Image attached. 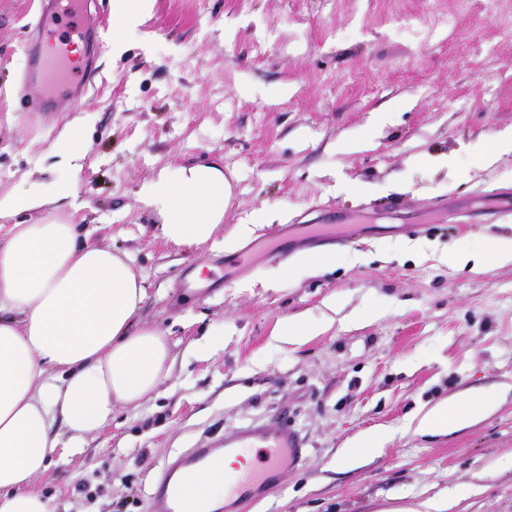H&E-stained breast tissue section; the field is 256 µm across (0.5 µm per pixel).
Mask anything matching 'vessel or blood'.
Listing matches in <instances>:
<instances>
[{"mask_svg":"<svg viewBox=\"0 0 512 512\" xmlns=\"http://www.w3.org/2000/svg\"><path fill=\"white\" fill-rule=\"evenodd\" d=\"M38 37H27V67L18 99L23 111L75 110L90 81L86 66L72 50L87 38H101V21L87 12L84 0H48L39 22ZM351 230L342 224H322L306 235L309 245L346 243ZM302 440L282 423L259 425L225 439L223 449L196 448L181 462L163 470L149 500L148 512H204L203 488L215 475L224 477V498L244 505L255 502L260 490L277 485L301 457ZM254 456L252 465L228 472L230 457Z\"/></svg>","mask_w":512,"mask_h":512,"instance_id":"b4317fda","label":"vessel or blood"}]
</instances>
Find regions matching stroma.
<instances>
[{"instance_id": "stroma-1", "label": "stroma", "mask_w": 512, "mask_h": 512, "mask_svg": "<svg viewBox=\"0 0 512 512\" xmlns=\"http://www.w3.org/2000/svg\"><path fill=\"white\" fill-rule=\"evenodd\" d=\"M42 2L0 0V196L75 182L76 223L142 276L139 321L172 359L156 394L116 406L107 431L37 478L56 512H148L164 468L277 418L302 459L243 512H393L445 489L453 512H512V263L451 260L512 239L486 201L512 191V152L493 151L512 134V0H154L121 55L92 58L75 111L22 112L21 43ZM79 120L82 157L61 165L56 144ZM199 162L231 187L221 237L261 207L278 224L340 211L365 263L290 277L261 262L217 281L245 241L173 248L138 201L161 167ZM405 223L421 248L400 254ZM290 318L319 330L285 343ZM477 389L502 394L482 422L408 428L420 407ZM381 430L395 436L363 465H337Z\"/></svg>"}]
</instances>
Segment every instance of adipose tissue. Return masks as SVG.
Wrapping results in <instances>:
<instances>
[{
	"mask_svg": "<svg viewBox=\"0 0 512 512\" xmlns=\"http://www.w3.org/2000/svg\"><path fill=\"white\" fill-rule=\"evenodd\" d=\"M149 0H112V51L140 25ZM69 198L72 184L34 181L0 199V214ZM231 188L215 166L169 165L144 183L139 201L175 247L213 241ZM142 280L111 246L82 243L72 221L0 224V512H54L34 481L53 457L112 425L114 405H136L168 373L165 335L141 324ZM499 394L475 390L411 419L416 432L445 435L471 427L497 407Z\"/></svg>",
	"mask_w": 512,
	"mask_h": 512,
	"instance_id": "ef3b65f1",
	"label": "adipose tissue"
}]
</instances>
